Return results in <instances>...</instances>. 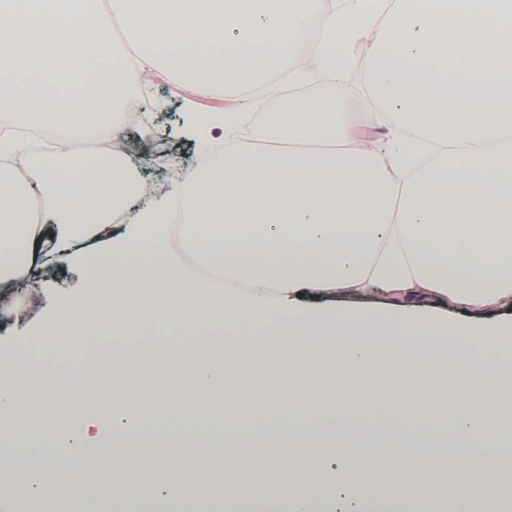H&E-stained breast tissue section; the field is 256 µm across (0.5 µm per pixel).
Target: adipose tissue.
Here are the masks:
<instances>
[{"label": "adipose tissue", "instance_id": "ef3b65f1", "mask_svg": "<svg viewBox=\"0 0 512 512\" xmlns=\"http://www.w3.org/2000/svg\"><path fill=\"white\" fill-rule=\"evenodd\" d=\"M121 14L142 46L112 43ZM372 39L368 131L351 122L358 100L336 96L360 71L355 50ZM187 73L200 94H238L245 71H278L290 83L320 81L329 96L294 98L246 132L243 113L192 111L195 143L213 146L215 164L191 169L168 201L139 210L121 233L111 215L140 192L126 157L102 142L127 121L132 90L159 67ZM38 109L57 145L19 151L0 139V288L13 285L54 251L75 255L82 292L39 326L38 343L8 362L26 366L57 343L87 351V333L121 338L136 322L159 334L179 329L178 348L160 369L163 392L130 390L123 375L100 383L108 405L83 422L86 401L58 398L21 381L0 382V442L41 429L46 464L16 457L0 464V512H30L53 472L90 442L141 438L159 416L177 418L181 460L200 474L199 498L224 506L227 480L239 495L278 501L281 512H364L360 490L386 484L394 512H448L437 499L450 485L467 512H512V321L456 326L412 300L437 294L476 309L512 302V0H0V127ZM40 199L31 218L28 199ZM184 222L170 241L173 200ZM243 284L212 287L193 265ZM376 285L396 296L382 315L313 308L309 291ZM201 335L231 336L262 356L263 396L241 383L243 354L191 359ZM339 342L320 359L299 340ZM391 350L390 362L378 356ZM447 355L483 376L479 388L447 384L424 371ZM221 393L218 408L207 396ZM392 416L385 441L396 464L340 450L354 413ZM276 419L295 452L256 469L251 426ZM220 419L233 447L217 470L196 452L202 419ZM333 422L331 433L316 427ZM451 431L452 454L438 432ZM478 445L481 472L449 468ZM430 466L415 471L416 460ZM131 457L112 459L104 488L133 512Z\"/></svg>", "mask_w": 512, "mask_h": 512}]
</instances>
